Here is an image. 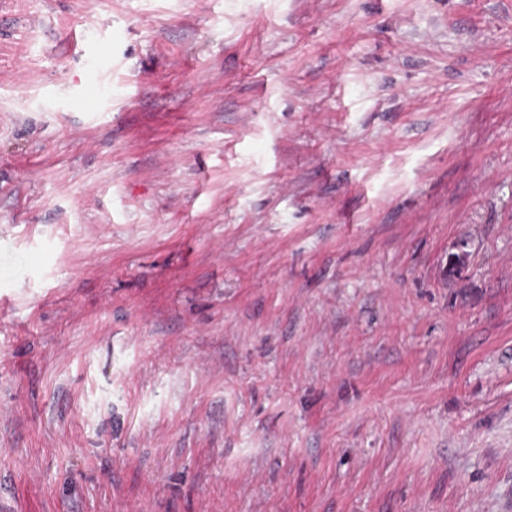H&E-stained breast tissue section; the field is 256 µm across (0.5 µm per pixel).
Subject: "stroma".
I'll list each match as a JSON object with an SVG mask.
<instances>
[{
    "mask_svg": "<svg viewBox=\"0 0 512 512\" xmlns=\"http://www.w3.org/2000/svg\"><path fill=\"white\" fill-rule=\"evenodd\" d=\"M0 512H512V0H0Z\"/></svg>",
    "mask_w": 512,
    "mask_h": 512,
    "instance_id": "35a3bbf8",
    "label": "stroma"
}]
</instances>
